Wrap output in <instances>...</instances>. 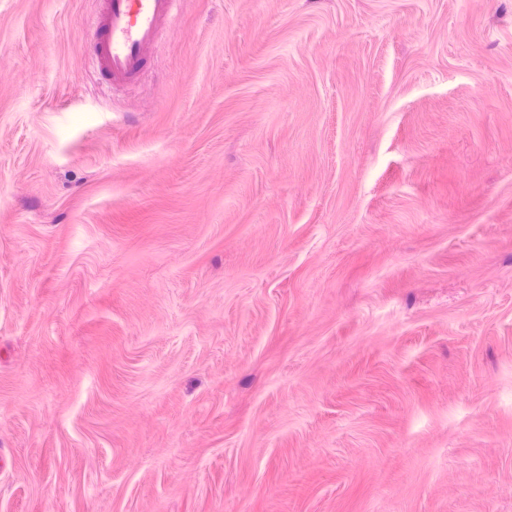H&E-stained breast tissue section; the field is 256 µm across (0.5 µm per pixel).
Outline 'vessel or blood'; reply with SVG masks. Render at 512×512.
Listing matches in <instances>:
<instances>
[{
    "label": "vessel or blood",
    "instance_id": "obj_1",
    "mask_svg": "<svg viewBox=\"0 0 512 512\" xmlns=\"http://www.w3.org/2000/svg\"><path fill=\"white\" fill-rule=\"evenodd\" d=\"M180 0H100L93 22L96 61L105 80L120 86L144 70L149 50Z\"/></svg>",
    "mask_w": 512,
    "mask_h": 512
}]
</instances>
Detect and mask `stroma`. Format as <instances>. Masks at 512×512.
<instances>
[{"label": "stroma", "mask_w": 512, "mask_h": 512, "mask_svg": "<svg viewBox=\"0 0 512 512\" xmlns=\"http://www.w3.org/2000/svg\"><path fill=\"white\" fill-rule=\"evenodd\" d=\"M0 0V512H512V0ZM180 0H100L93 22L95 55L104 79L116 86L144 70L149 50Z\"/></svg>", "instance_id": "1"}]
</instances>
